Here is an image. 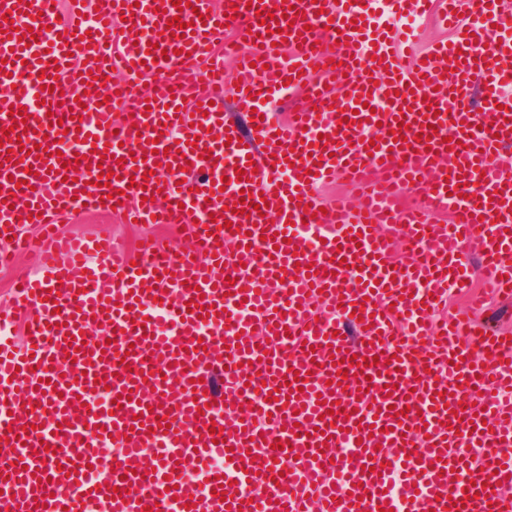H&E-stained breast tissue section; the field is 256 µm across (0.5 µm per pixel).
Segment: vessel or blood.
<instances>
[{
	"mask_svg": "<svg viewBox=\"0 0 512 512\" xmlns=\"http://www.w3.org/2000/svg\"><path fill=\"white\" fill-rule=\"evenodd\" d=\"M433 4L71 0L63 22L53 0H0V255L42 269L15 292L24 343L0 335L1 505L512 512V335L478 322L469 275L512 299V36L498 0H443L452 38L406 56L391 18ZM339 176L356 193L329 216L314 189ZM86 206L193 225L196 244L60 235ZM454 292L467 310L432 328ZM234 72V63L231 59H224V83L225 88V118L233 124L242 134L249 132V119L246 112L239 111L234 103V98L231 89V81Z\"/></svg>",
	"mask_w": 512,
	"mask_h": 512,
	"instance_id": "1",
	"label": "vessel or blood"
}]
</instances>
